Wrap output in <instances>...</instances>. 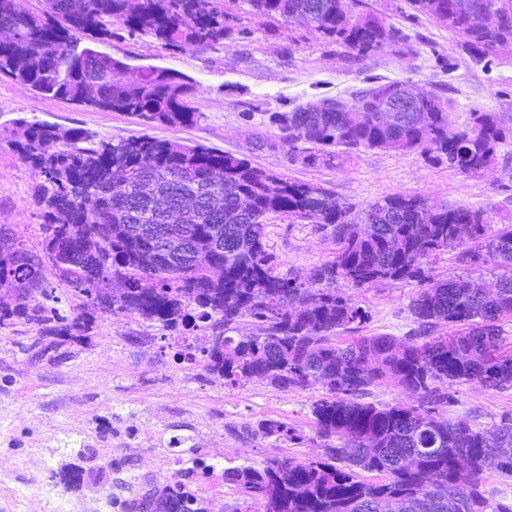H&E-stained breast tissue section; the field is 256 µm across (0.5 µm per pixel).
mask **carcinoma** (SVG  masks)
<instances>
[{"instance_id": "carcinoma-1", "label": "carcinoma", "mask_w": 512, "mask_h": 512, "mask_svg": "<svg viewBox=\"0 0 512 512\" xmlns=\"http://www.w3.org/2000/svg\"><path fill=\"white\" fill-rule=\"evenodd\" d=\"M255 16L336 38L365 57L400 38L374 13L353 14L343 0H244ZM414 10L462 39L489 65L512 57V0H409ZM119 25L164 48L217 45L228 36L219 0H45L40 14L0 0V76L34 91L97 110L124 112L169 127L192 125V83L170 71L143 69V85L123 81L126 66L92 48L58 73V55L77 35L109 42ZM409 112H382L394 96ZM288 147L308 145L306 165L331 164L339 148L419 150L478 177L494 162L506 131L492 112L448 124V100L390 81L275 113ZM44 182L32 192L41 220L38 249L0 224V330L33 324L45 334L83 336L98 318L137 317L168 331L194 333L207 370L236 386L258 378L283 390L319 385L312 406L321 457L275 456L262 466L224 469V483L264 502L263 512H512L481 491L488 474L512 479V415L489 428L452 415L449 387L512 386V354L500 352L502 321L512 318V224L494 229L484 213L435 206L419 195L390 193L359 214L325 188L287 178L244 158L200 145L143 135L96 142L80 128L20 116L0 128V142ZM287 214L331 228L335 256L305 276L276 274L267 249L271 216ZM457 251L461 272L425 274L435 255ZM51 269L54 281L45 275ZM96 275L97 296H86ZM417 282L410 312L426 332L419 344L390 335H336L367 312L334 288ZM79 300L60 313L62 297ZM248 318L255 332L226 336ZM437 327L450 333L433 335ZM391 382L407 400L359 401ZM278 441L302 436L277 420L259 423ZM383 476L368 482L359 472ZM126 512H204L181 481L127 503Z\"/></svg>"}]
</instances>
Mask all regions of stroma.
Returning a JSON list of instances; mask_svg holds the SVG:
<instances>
[{"instance_id":"35a3bbf8","label":"stroma","mask_w":512,"mask_h":512,"mask_svg":"<svg viewBox=\"0 0 512 512\" xmlns=\"http://www.w3.org/2000/svg\"><path fill=\"white\" fill-rule=\"evenodd\" d=\"M232 35L223 44L182 52L151 38L113 39L98 51L124 62L130 76L146 67L190 79L197 121L168 127L121 112L92 110L34 92L0 77V125L18 116L61 128L80 127L109 141L149 135L202 145L248 159L287 178L321 185L339 202L365 206L401 192L435 205L483 210L493 224L512 222V139L499 145L491 167L468 178L434 164L417 151L358 148L333 164L306 165L281 139L269 117L324 97L349 98L379 81L409 82L449 99L448 120L461 126L471 113H496L512 128V61L485 66L463 51L459 37L426 17L407 18L405 0H364L387 18L403 39L383 52L349 57L335 40L298 25L250 14L244 0H222ZM40 172L0 144V224H14L30 245L41 239L40 220L29 202ZM280 275H306L332 259L330 230L285 215L266 228ZM341 295L368 313L363 336L388 334L420 342L410 312L416 283H384L357 289L339 282ZM165 330L134 317L108 315L89 335L73 339L41 334L34 325L0 331V512H45L37 474L62 508L89 495L99 512H124L123 501L142 497L178 478L207 512H262L261 501L224 483L212 486L193 467L204 457L220 468L261 466L271 456L319 457L312 404L321 387L280 390L261 380L228 387L203 364L179 360L165 344ZM452 413L487 428L512 415V387L452 386ZM299 429L302 442H283L258 430L263 420ZM179 438L180 468L166 463L170 438ZM82 471L78 484L64 481L67 467Z\"/></svg>"}]
</instances>
